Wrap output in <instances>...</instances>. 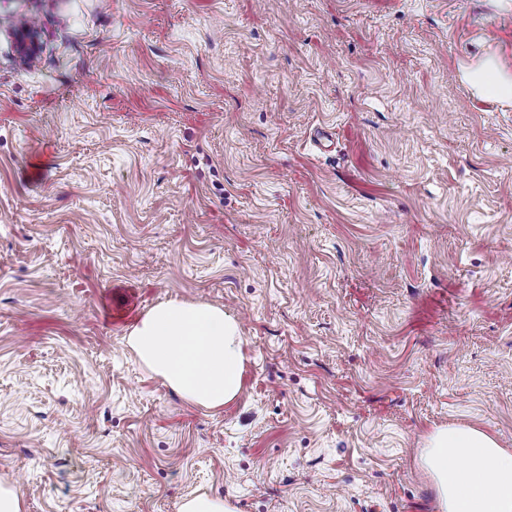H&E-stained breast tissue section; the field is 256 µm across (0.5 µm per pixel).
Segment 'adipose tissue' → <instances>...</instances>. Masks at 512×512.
I'll return each instance as SVG.
<instances>
[{
    "label": "adipose tissue",
    "mask_w": 512,
    "mask_h": 512,
    "mask_svg": "<svg viewBox=\"0 0 512 512\" xmlns=\"http://www.w3.org/2000/svg\"><path fill=\"white\" fill-rule=\"evenodd\" d=\"M480 96L512 101V77L493 60L465 66ZM126 342L186 403L219 409L243 389L244 338L236 318L205 302L171 300L150 309ZM418 464L431 478L438 512H512V448L467 425L437 428Z\"/></svg>",
    "instance_id": "ef3b65f1"
}]
</instances>
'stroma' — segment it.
Here are the masks:
<instances>
[{"label": "stroma", "instance_id": "obj_1", "mask_svg": "<svg viewBox=\"0 0 512 512\" xmlns=\"http://www.w3.org/2000/svg\"><path fill=\"white\" fill-rule=\"evenodd\" d=\"M0 482L21 512H437L434 429L512 448V0H0ZM334 134L316 146L317 129ZM223 307L243 390L126 344ZM7 30L17 39V52L26 62H35L38 57L39 30L37 26L12 27ZM463 75L476 87L480 96L498 101H512V78L500 72L492 59L465 66ZM126 342L186 403L224 408L243 389L244 337L236 318L205 302L171 300L150 309ZM180 512H234V508L224 499L202 493L185 499Z\"/></svg>", "mask_w": 512, "mask_h": 512}]
</instances>
